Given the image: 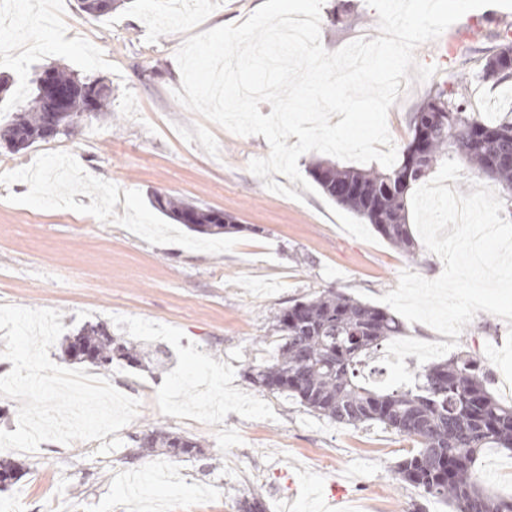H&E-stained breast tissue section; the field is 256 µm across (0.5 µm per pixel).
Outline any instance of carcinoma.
<instances>
[{
	"mask_svg": "<svg viewBox=\"0 0 512 512\" xmlns=\"http://www.w3.org/2000/svg\"><path fill=\"white\" fill-rule=\"evenodd\" d=\"M128 0H81L92 16H108ZM512 42L498 45L482 61L480 78L501 84L512 80L505 59ZM50 81L67 92L60 131L47 132L43 84ZM29 104L0 124V142L13 152L69 134L90 112L107 106L111 88L101 79L81 78L50 67L35 79ZM466 78L440 88L411 118V138L402 159L390 168L343 166L321 160L310 174L329 199L357 214L394 247L412 253L415 239L407 223L411 188L447 159L460 161L486 177L512 210V119L487 122L467 112ZM352 186L355 192L339 189ZM152 207L198 233L221 236L238 231L233 216L194 202L155 192ZM278 337L270 363L248 365L246 380L271 392L286 393L319 416L350 426L379 423L409 438L417 447L397 462L398 480L446 501L453 512H512V498L486 492L475 463L482 448L494 445L512 452V404L490 389V371L470 354L454 356L414 373L409 387L379 390L363 381L365 359L393 336L401 334L388 310L328 291L295 300L272 317ZM67 351L72 360L104 371L114 361L140 366L141 349L112 336L99 324H87L73 335ZM136 447L168 458H204L194 439L152 425L134 438Z\"/></svg>",
	"mask_w": 512,
	"mask_h": 512,
	"instance_id": "1",
	"label": "carcinoma"
}]
</instances>
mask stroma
I'll use <instances>...</instances> for the list:
<instances>
[{
	"label": "stroma",
	"instance_id": "obj_1",
	"mask_svg": "<svg viewBox=\"0 0 512 512\" xmlns=\"http://www.w3.org/2000/svg\"><path fill=\"white\" fill-rule=\"evenodd\" d=\"M263 2L130 0L95 18L79 0H58L59 30H47L35 52L0 60V78L13 82L12 98L0 102L5 118L50 66L112 85L107 111L83 117L70 135L15 154L0 148V305L58 310L68 336L103 323L159 353L106 372L116 389L146 396L120 431L0 451L24 466L0 488V512H236L248 492L261 494L266 512H322L338 485L347 512H451L397 480L395 465L412 447L405 436L330 421L244 378L248 364L275 355L272 315L290 301L332 290L370 303L396 289L402 271L427 279L443 271L425 245L412 254L392 247L324 194L279 174L257 178L248 163L268 155L264 137L235 135L176 100L184 40L241 24ZM508 31L512 10L485 7L416 48V62L436 72L411 82L390 108L397 149L410 140L412 112L460 74L484 119L512 111V88L478 82L483 50ZM378 35L366 0H325L327 51ZM57 156L68 173L46 166ZM155 192L224 211L240 230L218 238L190 231L151 206ZM456 349L480 358L493 394L512 402L504 387L511 323L478 312ZM155 424L198 440L210 459L135 456L134 436ZM476 469L488 493L512 497V453L486 448ZM134 475L142 481L125 493Z\"/></svg>",
	"mask_w": 512,
	"mask_h": 512
}]
</instances>
